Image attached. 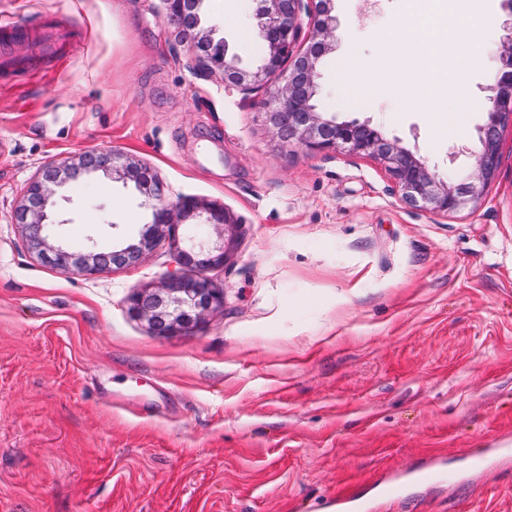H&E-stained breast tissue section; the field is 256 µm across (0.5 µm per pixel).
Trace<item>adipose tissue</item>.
<instances>
[{
    "label": "adipose tissue",
    "mask_w": 512,
    "mask_h": 512,
    "mask_svg": "<svg viewBox=\"0 0 512 512\" xmlns=\"http://www.w3.org/2000/svg\"><path fill=\"white\" fill-rule=\"evenodd\" d=\"M451 12L439 10L437 0H409L410 21L395 26L386 36L389 49L405 50L412 67L425 75L424 84L416 91L400 89L403 105L433 97L438 81L434 60L443 56L457 57L458 63L448 71L449 95H456L463 74L477 67L483 52L472 28L482 18L480 0H453Z\"/></svg>",
    "instance_id": "obj_1"
}]
</instances>
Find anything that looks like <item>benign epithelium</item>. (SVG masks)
<instances>
[{
  "mask_svg": "<svg viewBox=\"0 0 512 512\" xmlns=\"http://www.w3.org/2000/svg\"><path fill=\"white\" fill-rule=\"evenodd\" d=\"M315 2L311 8L308 2ZM171 19L185 34L192 32L190 64L200 76H219L248 91L267 87L263 102L266 122L279 143L309 151L347 148L379 160L401 191L402 201L415 208L441 213L458 211L476 202L497 180L501 155L499 145L505 127H512V21L506 23L501 67L489 97L488 119L479 130L482 149L476 155L473 173L462 181H441L427 165L396 139H389L367 122L336 121L317 111L314 103L318 63L331 50L336 17L330 0H258L256 35L265 46L253 69L239 67L238 57L228 54L226 41L213 38V31L198 32L197 12L201 0H166ZM311 16L313 27L306 46H297L301 14ZM285 74L283 83L270 86L274 75ZM121 172L133 183L151 209V223L143 225L133 242L119 241L104 251L96 246L74 248L59 237L56 227L58 200L69 199L70 188L98 175ZM15 223L25 233L36 256L63 274L91 276L111 268L139 265L164 232L175 236L189 229L188 245L173 241L179 270L168 274L160 288H144L130 298L132 314L147 322L159 336L187 333L205 315L224 304V291L205 279L197 269L222 268L231 260L238 238V223L224 206L196 199L168 201L164 184L150 169L132 157L112 151H92L77 161L50 163L30 181L15 211ZM205 227L200 236L194 229Z\"/></svg>",
  "mask_w": 512,
  "mask_h": 512,
  "instance_id": "1",
  "label": "benign epithelium"
}]
</instances>
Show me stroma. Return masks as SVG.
Here are the masks:
<instances>
[{
    "label": "stroma",
    "instance_id": "stroma-1",
    "mask_svg": "<svg viewBox=\"0 0 512 512\" xmlns=\"http://www.w3.org/2000/svg\"><path fill=\"white\" fill-rule=\"evenodd\" d=\"M484 4L459 133L397 95L407 61L384 42L408 0H332L319 111L370 122L441 180L471 172L512 19ZM0 6L23 19L0 42V512H512L511 130L475 208L416 209L374 158L283 148L265 88L189 68L166 0ZM256 8L202 6L244 68L264 51ZM380 57L391 87L352 96L348 59ZM93 150L240 221L230 263L200 273L224 304L193 331L157 336L129 312L175 269L168 241L87 278L42 264L14 223L44 165ZM60 209L70 240L102 245L151 220L117 177Z\"/></svg>",
    "mask_w": 512,
    "mask_h": 512
}]
</instances>
